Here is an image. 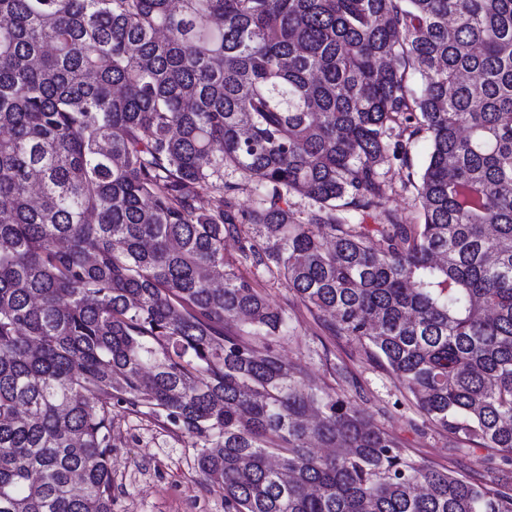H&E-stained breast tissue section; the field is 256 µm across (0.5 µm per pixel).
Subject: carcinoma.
Instances as JSON below:
<instances>
[{
    "instance_id": "1",
    "label": "carcinoma",
    "mask_w": 512,
    "mask_h": 512,
    "mask_svg": "<svg viewBox=\"0 0 512 512\" xmlns=\"http://www.w3.org/2000/svg\"><path fill=\"white\" fill-rule=\"evenodd\" d=\"M422 132V223H352ZM245 269L512 465V0H0V512H112L117 408L224 512H512L308 388Z\"/></svg>"
}]
</instances>
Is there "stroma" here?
I'll list each match as a JSON object with an SVG mask.
<instances>
[{
	"label": "stroma",
	"mask_w": 512,
	"mask_h": 512,
	"mask_svg": "<svg viewBox=\"0 0 512 512\" xmlns=\"http://www.w3.org/2000/svg\"><path fill=\"white\" fill-rule=\"evenodd\" d=\"M426 153L427 140L421 136L407 162L383 167L387 193L366 223L383 224L394 214L418 220L409 179L418 175ZM260 290L287 314L288 334L280 339L278 351L284 359L305 364L310 387L356 400L371 423L399 440L417 461L455 470L475 482L503 479L495 451L433 426L364 345L333 333L331 317L310 312L284 285L264 280ZM113 434V512H224V498L201 479L188 439L168 435L146 416L120 410L114 413Z\"/></svg>",
	"instance_id": "obj_1"
}]
</instances>
